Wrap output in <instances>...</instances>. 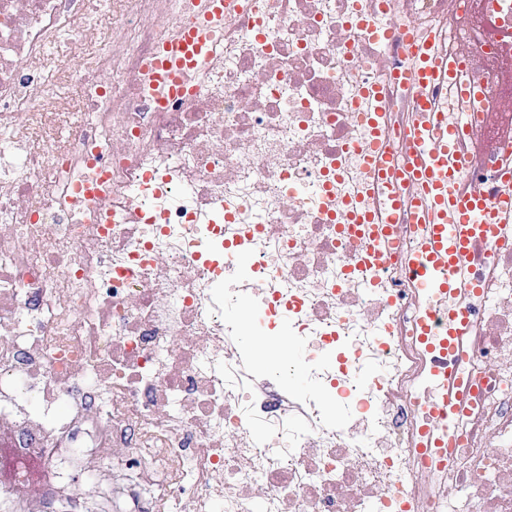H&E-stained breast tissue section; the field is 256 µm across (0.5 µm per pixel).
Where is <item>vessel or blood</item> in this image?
Segmentation results:
<instances>
[{"label": "vessel or blood", "instance_id": "b4317fda", "mask_svg": "<svg viewBox=\"0 0 512 512\" xmlns=\"http://www.w3.org/2000/svg\"><path fill=\"white\" fill-rule=\"evenodd\" d=\"M223 17L224 0H210L201 20L184 26L159 49L147 68L153 86L161 91L159 105L186 93L184 74L207 56ZM415 58L417 67L410 73V81L422 87L445 85L471 102H480V92L461 77L463 55L419 50ZM413 110L415 118L404 133L410 148L407 163L398 165L375 142L365 160L378 171L389 208L400 205L393 192L399 178L409 177L419 188L410 221L421 227L422 238L410 270L421 294L429 300L418 319L419 338L438 357L434 375L444 376L452 370L449 355L468 328L465 309L453 302L464 280L463 261L476 244L496 241L502 224L512 220V171L504 173L505 189L495 198L477 189L460 188L466 168L461 150L466 124L449 122L446 113L427 97L419 98ZM427 411L439 428L425 432L426 447H448L457 438L449 426L454 406L433 400Z\"/></svg>", "mask_w": 512, "mask_h": 512}]
</instances>
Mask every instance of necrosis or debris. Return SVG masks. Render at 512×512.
<instances>
[{"instance_id":"1","label":"necrosis or debris","mask_w":512,"mask_h":512,"mask_svg":"<svg viewBox=\"0 0 512 512\" xmlns=\"http://www.w3.org/2000/svg\"><path fill=\"white\" fill-rule=\"evenodd\" d=\"M199 0H0V434L18 471L0 512H512V223L465 263L470 332L440 395L460 439L428 457L419 435L434 358L402 257L376 269L346 204L385 210L356 151L367 115L388 146L412 121L401 76L435 37L466 50L471 177L500 189L512 153V31L485 0H242L192 94L157 106L144 66ZM112 37L82 46L103 20ZM81 85L82 111L63 105ZM101 181L99 197L76 179ZM245 306L240 325L225 303ZM288 337L284 375H261L241 332ZM313 380L294 396L288 373ZM342 405L346 417L331 408ZM266 423L288 447L254 450ZM57 470L46 484L40 465Z\"/></svg>"}]
</instances>
